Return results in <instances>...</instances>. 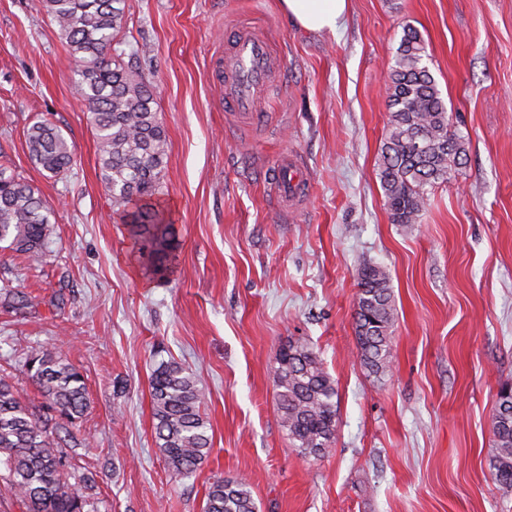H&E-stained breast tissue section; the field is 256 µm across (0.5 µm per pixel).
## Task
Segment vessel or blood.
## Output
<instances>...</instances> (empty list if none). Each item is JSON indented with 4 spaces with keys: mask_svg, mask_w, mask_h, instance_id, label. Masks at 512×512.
<instances>
[{
    "mask_svg": "<svg viewBox=\"0 0 512 512\" xmlns=\"http://www.w3.org/2000/svg\"><path fill=\"white\" fill-rule=\"evenodd\" d=\"M273 68V56L267 42L252 33H241L234 46L232 71L228 76V88L236 111L253 115L256 96L268 83ZM273 180L282 198L294 197L298 191V174L289 162H282Z\"/></svg>",
    "mask_w": 512,
    "mask_h": 512,
    "instance_id": "vessel-or-blood-1",
    "label": "vessel or blood"
}]
</instances>
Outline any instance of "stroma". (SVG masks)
<instances>
[{
    "label": "stroma",
    "mask_w": 512,
    "mask_h": 512,
    "mask_svg": "<svg viewBox=\"0 0 512 512\" xmlns=\"http://www.w3.org/2000/svg\"><path fill=\"white\" fill-rule=\"evenodd\" d=\"M32 0H0V163L51 206L42 263L0 249V375L43 399L24 368L53 346L81 374L67 480L98 512H203L214 479L241 478L260 512H512L496 483L492 416L512 386V0H349L335 32H310L278 0H126L117 50L148 81L167 135L153 199L175 229L153 274L105 189L75 63ZM466 154L395 224L379 160L387 75L404 25ZM275 66L259 115L231 109L216 70L239 30ZM47 119L72 151L62 176L30 158ZM301 197L280 203L283 159ZM390 276V369L361 362L359 269ZM307 343L336 383L330 454L304 457L280 425L276 358ZM176 359L196 375L212 451L188 478L160 457L149 378Z\"/></svg>",
    "instance_id": "35a3bbf8"
}]
</instances>
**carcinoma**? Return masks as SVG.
<instances>
[{"label":"carcinoma","instance_id":"obj_1","mask_svg":"<svg viewBox=\"0 0 512 512\" xmlns=\"http://www.w3.org/2000/svg\"><path fill=\"white\" fill-rule=\"evenodd\" d=\"M35 10L58 27L77 63L79 88L95 131L99 175L124 214L130 236L144 240L162 261L172 250L164 213L147 202L159 193L167 158L165 130L151 87L112 52L124 20V0H34ZM425 45L413 27L403 35L388 75V129L379 177L395 224H416L426 204V187L448 179L466 152L451 131L448 109L436 79L423 63ZM30 157L53 176L65 174L72 154L61 130L48 120L26 131ZM52 209L28 181L0 164V243L33 265L42 262ZM394 321L387 272L367 266L359 274L355 331L362 363L373 373L389 371L388 343ZM25 367L47 410L74 423L87 407L83 375L48 348L28 351ZM282 426L294 447L308 457L330 453L336 432V385L322 360L306 344L288 343L274 369ZM155 446L176 475H189L211 451L204 394L194 373L171 358L150 377ZM53 417H41L0 377V478L25 512H95L89 497L66 481V457ZM496 454L494 479L512 490V388L497 394L492 419ZM204 512H259L243 479L217 478L209 486Z\"/></svg>","mask_w":512,"mask_h":512}]
</instances>
